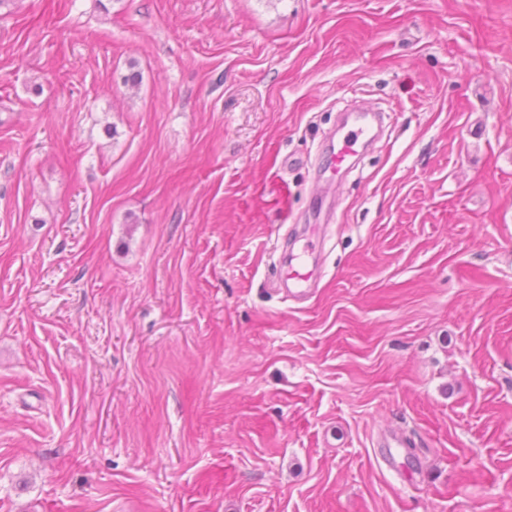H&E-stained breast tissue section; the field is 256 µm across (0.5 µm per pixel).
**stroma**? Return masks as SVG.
<instances>
[{
  "instance_id": "35a3bbf8",
  "label": "stroma",
  "mask_w": 512,
  "mask_h": 512,
  "mask_svg": "<svg viewBox=\"0 0 512 512\" xmlns=\"http://www.w3.org/2000/svg\"><path fill=\"white\" fill-rule=\"evenodd\" d=\"M0 512H512V0L0 6ZM352 124L345 128L334 146L328 160L332 176L338 175L359 153L360 145L376 137L375 129L383 126L382 114L362 108L354 111ZM303 247L294 253L291 250L288 263L277 268L276 281L288 292L293 300L306 299L311 293L312 274L308 270V262L315 253V242L312 237L305 238Z\"/></svg>"
}]
</instances>
